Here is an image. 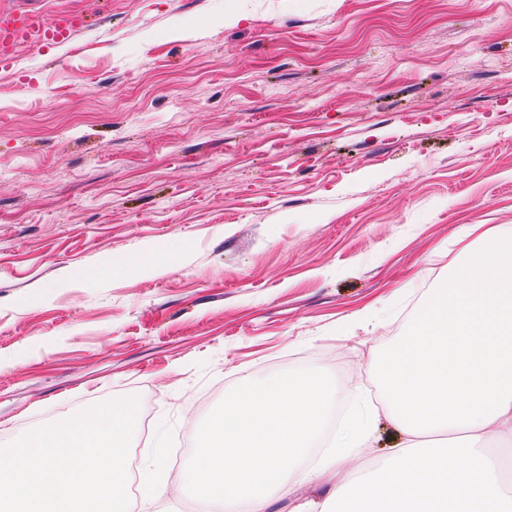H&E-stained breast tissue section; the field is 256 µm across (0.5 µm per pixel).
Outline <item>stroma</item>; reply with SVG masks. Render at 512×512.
I'll list each match as a JSON object with an SVG mask.
<instances>
[{"instance_id": "stroma-1", "label": "stroma", "mask_w": 512, "mask_h": 512, "mask_svg": "<svg viewBox=\"0 0 512 512\" xmlns=\"http://www.w3.org/2000/svg\"><path fill=\"white\" fill-rule=\"evenodd\" d=\"M36 6L86 25L0 64V446L134 396L141 491L242 383L347 418L462 225L512 231V0Z\"/></svg>"}]
</instances>
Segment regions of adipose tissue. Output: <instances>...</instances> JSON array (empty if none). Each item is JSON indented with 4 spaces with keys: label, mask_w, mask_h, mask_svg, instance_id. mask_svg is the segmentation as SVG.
<instances>
[{
    "label": "adipose tissue",
    "mask_w": 512,
    "mask_h": 512,
    "mask_svg": "<svg viewBox=\"0 0 512 512\" xmlns=\"http://www.w3.org/2000/svg\"><path fill=\"white\" fill-rule=\"evenodd\" d=\"M453 284L431 289L406 336L372 357L383 404L360 402L345 439L308 452L325 424L330 389L315 371L239 386L202 435L199 461L148 498L193 488L204 512H265L270 499L337 481L323 508L304 512H512V491L479 444L512 442V234L486 235ZM386 418L401 434L391 458L369 477H340L362 463L370 432ZM470 444L465 465L447 447Z\"/></svg>",
    "instance_id": "obj_1"
}]
</instances>
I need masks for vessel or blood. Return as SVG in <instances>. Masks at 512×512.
<instances>
[{
    "label": "vessel or blood",
    "mask_w": 512,
    "mask_h": 512,
    "mask_svg": "<svg viewBox=\"0 0 512 512\" xmlns=\"http://www.w3.org/2000/svg\"><path fill=\"white\" fill-rule=\"evenodd\" d=\"M84 23L85 17L80 13L48 15L28 6L0 10V61H10L17 46L34 36L43 43L66 44Z\"/></svg>",
    "instance_id": "1"
}]
</instances>
